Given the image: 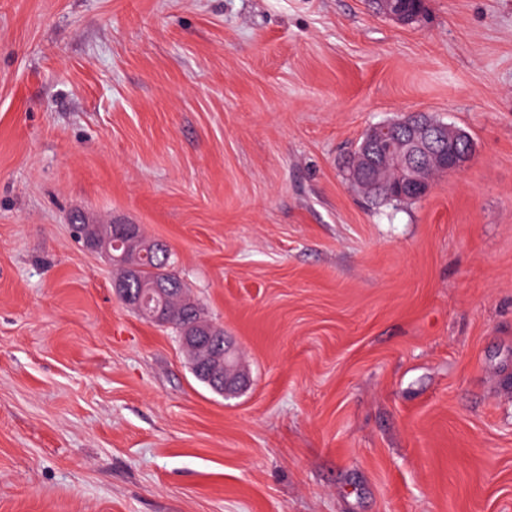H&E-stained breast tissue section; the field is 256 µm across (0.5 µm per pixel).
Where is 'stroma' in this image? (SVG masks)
Wrapping results in <instances>:
<instances>
[{
  "label": "stroma",
  "mask_w": 512,
  "mask_h": 512,
  "mask_svg": "<svg viewBox=\"0 0 512 512\" xmlns=\"http://www.w3.org/2000/svg\"><path fill=\"white\" fill-rule=\"evenodd\" d=\"M0 0V512H512V0ZM423 112L473 155L345 178ZM176 255L222 397L73 225ZM421 113H411L393 121L370 126L358 154L346 173L353 185L358 184L369 194L399 193L402 197L390 198L367 196L372 206L412 200V196L427 195L432 186L433 174L429 165L439 161L445 171L462 170L466 155L455 151L446 152L448 132L454 130L448 124L422 121ZM391 169L399 172L398 180L387 186V174ZM183 347L194 359L198 374L211 388L225 397L237 394L250 382L249 375L239 363L237 352L226 336H215L212 329L188 323Z\"/></svg>",
  "instance_id": "1"
}]
</instances>
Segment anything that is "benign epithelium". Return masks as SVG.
<instances>
[{"label":"benign epithelium","mask_w":512,"mask_h":512,"mask_svg":"<svg viewBox=\"0 0 512 512\" xmlns=\"http://www.w3.org/2000/svg\"><path fill=\"white\" fill-rule=\"evenodd\" d=\"M451 131L453 128L446 124L421 120L419 113L375 124L368 128L362 152L355 157L346 178L369 194L385 192L403 196L409 191L421 198L432 186L431 162L439 161L446 171L461 170L467 163L466 155L446 151ZM74 231L86 248L103 247L119 264L121 273L112 282V288L125 305L152 322H167L169 288L161 284L135 292L127 288L136 275L137 265L158 254L163 248L162 243L143 245L142 233L134 224L126 225L117 235L113 234L110 224H76ZM182 342L194 359L197 372L216 393L228 397L248 386L249 375L226 337L217 336L212 329L192 322L187 325Z\"/></svg>","instance_id":"obj_1"}]
</instances>
